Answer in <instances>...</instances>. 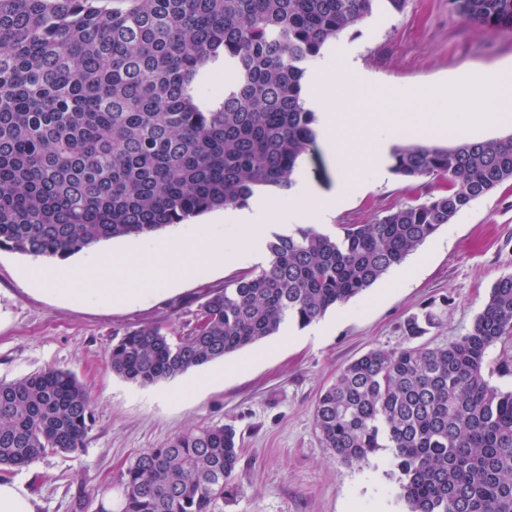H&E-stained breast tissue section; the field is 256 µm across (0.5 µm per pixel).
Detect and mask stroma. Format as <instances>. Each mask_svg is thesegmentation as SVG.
Here are the masks:
<instances>
[{
  "instance_id": "obj_1",
  "label": "stroma",
  "mask_w": 512,
  "mask_h": 512,
  "mask_svg": "<svg viewBox=\"0 0 512 512\" xmlns=\"http://www.w3.org/2000/svg\"><path fill=\"white\" fill-rule=\"evenodd\" d=\"M374 79V90H415L461 76L475 66L512 61V34H493L465 22L448 0H405L394 10L378 0L363 23L340 36ZM339 156L318 147L305 157L298 180L331 190ZM442 184L392 175L355 187L332 223L371 224L386 212L441 193ZM76 254L60 266L62 292L40 289L28 271L43 259L0 251V380L60 367L86 386L95 423L76 454H50L14 472L37 500V512H98L120 497L121 474L142 452L185 432L229 425L241 438L231 490L216 512H408L399 473L388 452L347 465L325 448L315 427L321 390L344 366L372 349L443 346L465 335L492 285L512 274V182L471 203L404 263L318 322L268 337L228 354L223 376L208 366L142 387L113 373L109 350L130 328L154 324L187 335L206 294L242 274L239 266L195 262L190 277L147 298L116 303L109 292L80 300ZM426 324L413 336L410 318Z\"/></svg>"
}]
</instances>
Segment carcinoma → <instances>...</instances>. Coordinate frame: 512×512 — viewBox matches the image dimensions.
Wrapping results in <instances>:
<instances>
[{
    "instance_id": "obj_1",
    "label": "carcinoma",
    "mask_w": 512,
    "mask_h": 512,
    "mask_svg": "<svg viewBox=\"0 0 512 512\" xmlns=\"http://www.w3.org/2000/svg\"><path fill=\"white\" fill-rule=\"evenodd\" d=\"M0 0V250L65 260L100 242L152 235L257 190L293 185L316 152L302 97L307 63L367 18L374 0ZM464 21L512 33V0H448ZM224 63V91L197 93ZM391 171L447 191L372 224L276 234L268 260L212 290L190 333L158 325L112 344V371L141 386L305 328L401 265L472 202L512 180V137L398 145ZM512 337V274L471 330L443 347L374 349L319 395L315 424L344 462L387 450L410 512H512V390L484 376ZM94 423L70 371L0 381V470L76 453ZM240 458L231 426L140 454L117 512H215Z\"/></svg>"
}]
</instances>
